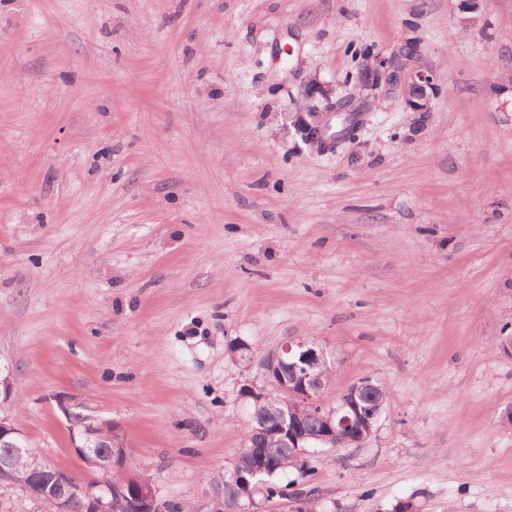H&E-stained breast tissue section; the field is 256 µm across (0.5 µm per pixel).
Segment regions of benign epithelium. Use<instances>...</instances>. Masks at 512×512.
Masks as SVG:
<instances>
[{
  "label": "benign epithelium",
  "instance_id": "7a95c632",
  "mask_svg": "<svg viewBox=\"0 0 512 512\" xmlns=\"http://www.w3.org/2000/svg\"><path fill=\"white\" fill-rule=\"evenodd\" d=\"M413 58L408 47L403 46L391 57L378 56L361 76L365 87L373 88L381 83L399 86L405 94L407 107L412 112H427L431 97L438 92V79L433 70L425 66L407 67ZM305 142L320 145L325 140V127L317 122L302 129ZM330 364L326 350L306 341L285 343L280 350L263 358L261 369L270 385L289 398L303 399L311 393L322 392L328 381L325 380ZM372 384L367 382L351 385L340 397L339 410L328 411L319 403L310 404L307 415L319 418L326 433L322 439L333 446L362 445L373 433L374 426L384 409V402L371 392ZM276 429L290 448L300 447L304 435L301 431L303 419L299 415L285 414L274 416ZM79 443L75 444L78 457L100 469L104 475L112 472V463L127 464L129 448L125 436L112 425L108 436H103L101 427L87 426L78 433ZM26 463V480L21 484L27 493L40 490L38 498L50 503L55 512H72L71 504L84 505L83 512H120V505L130 501L136 504L138 512H160L156 489L153 484L140 480L127 481L112 486L106 479L95 486L77 482L69 473L61 471L33 453L23 438L21 431L7 418H0V474L11 473L20 463ZM265 470L262 461H257L250 476L235 470L232 480L237 483L240 498L252 497L254 488L249 477Z\"/></svg>",
  "mask_w": 512,
  "mask_h": 512
}]
</instances>
